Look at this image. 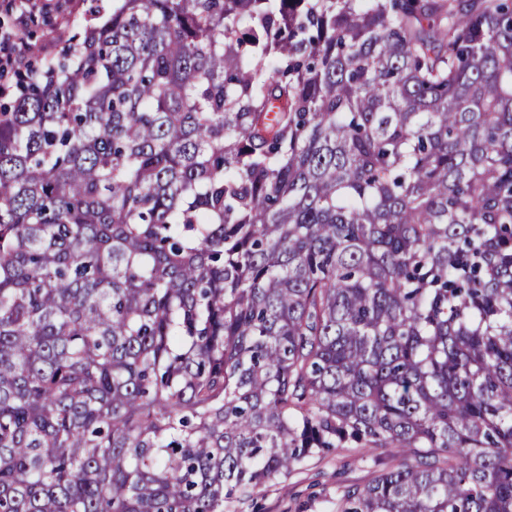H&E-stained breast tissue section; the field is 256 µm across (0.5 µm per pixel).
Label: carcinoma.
Listing matches in <instances>:
<instances>
[{
    "instance_id": "carcinoma-1",
    "label": "carcinoma",
    "mask_w": 512,
    "mask_h": 512,
    "mask_svg": "<svg viewBox=\"0 0 512 512\" xmlns=\"http://www.w3.org/2000/svg\"><path fill=\"white\" fill-rule=\"evenodd\" d=\"M0 105V512H512V0H112ZM365 459L347 450L312 459L285 482L260 490L253 502L226 503V512H335L345 486L371 481L377 468Z\"/></svg>"
}]
</instances>
